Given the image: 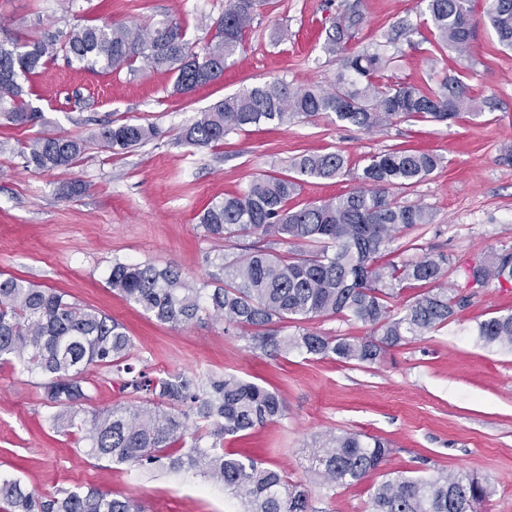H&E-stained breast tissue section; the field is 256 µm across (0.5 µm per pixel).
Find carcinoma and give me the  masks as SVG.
Masks as SVG:
<instances>
[{
    "label": "carcinoma",
    "mask_w": 512,
    "mask_h": 512,
    "mask_svg": "<svg viewBox=\"0 0 512 512\" xmlns=\"http://www.w3.org/2000/svg\"><path fill=\"white\" fill-rule=\"evenodd\" d=\"M263 0H228L214 22V34L198 50L179 21L152 30L124 23L79 22L69 31H45L0 39V119L18 128L45 123L25 83L62 57L72 65L106 72L139 70L137 63L174 74L181 94L221 78L241 45ZM437 46L467 57L473 35L470 0H427ZM488 18L500 45L512 48V0H491ZM358 5L336 16L324 50L340 63L329 88L296 89L273 79L228 95L198 113L181 132L195 148L213 147L234 131L296 117L333 114L336 120L372 131L394 120L444 122L461 113L493 108L489 99L469 93L460 74L446 76L434 89L385 84L378 74L391 59L378 52L347 51L346 39L360 27ZM155 136L149 126L103 125L100 145L124 151ZM86 140L41 135L19 151L33 172L68 169L82 158ZM440 165L438 155L390 149L367 158L351 191L299 209L288 207L300 178L334 180L350 174L339 151L302 154L291 163L294 175H267L243 190L207 204L198 216L205 235L217 241L257 237L249 251L215 258L219 273L212 287H199L173 266L112 262L107 285L126 301L174 327L217 318L247 330L265 353L296 351L344 363H372L387 349L423 336L453 315L448 289L439 288L396 311L392 300L407 281L437 282L446 259L424 257L397 264L384 260L402 231L429 224L421 204L402 205L393 191L418 183ZM284 241L293 250H270ZM474 285L512 282V250L491 252L468 267ZM343 317L374 328L371 335L326 336L306 323ZM297 325L281 335L280 325ZM486 347L512 351V312L478 326ZM133 343L125 326L111 316L83 307L68 295L15 276L0 277V363H16L41 379L44 397L55 411L49 425L77 433L87 455L132 463L149 471L194 470L241 498L245 512H310L308 490L288 482L284 472L249 455L224 452V438L284 416L276 392L235 374L152 377L130 363ZM105 367L120 380L130 400L81 415L87 371ZM390 454L388 443L360 432L321 434L309 457V470L330 490L353 484L378 469ZM492 487L471 474L442 472L426 479L387 478L371 495V512H474ZM0 512H144L138 500L113 497L96 487L39 495L20 479L0 473Z\"/></svg>",
    "instance_id": "carcinoma-1"
}]
</instances>
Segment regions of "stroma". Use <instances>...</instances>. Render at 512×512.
I'll return each instance as SVG.
<instances>
[{
  "label": "stroma",
  "instance_id": "35a3bbf8",
  "mask_svg": "<svg viewBox=\"0 0 512 512\" xmlns=\"http://www.w3.org/2000/svg\"><path fill=\"white\" fill-rule=\"evenodd\" d=\"M359 4L364 22L349 51H379L392 60L384 80L436 87L449 72L434 47L425 0H270L261 7L223 76L187 95L173 93L171 74L143 69L112 74L51 63L33 77L31 101L44 126L0 120V273L65 292L71 300L122 322L137 368L156 376L233 373L276 390L281 419L226 440L304 484L313 512H371L374 487L387 476L430 478L468 473L494 493L479 512H512V352L483 347L481 321L512 311V283L473 286L467 268L485 254L512 249V50L499 45L473 0V41L460 70L472 95L494 110L450 123L395 121L370 132L319 115L230 134L224 144L193 148L178 137L198 112L253 85L280 78L295 88L332 84L339 64L323 44L333 19ZM227 0H0V37L66 30L78 19L157 27L182 21L204 46L208 22ZM115 121L155 127L150 141L123 153L95 140ZM69 135L89 148L71 169L32 172L19 150L37 135ZM422 149L442 157L424 180L396 191L404 205L422 204L431 224L396 236L390 260L446 258L444 283L454 315L439 330L388 349L373 364L341 363L295 352L266 354L250 336L201 320L180 327L158 322L107 285L114 259L174 265L208 281L209 259L224 246L197 222L205 203L244 189L256 176L288 173L303 154L343 151L350 167L389 149ZM83 190L68 199L66 181ZM87 410L125 402L112 373L94 368ZM50 409L37 379L16 364L0 365V472L38 494L96 486L137 499L145 512H240L239 500L199 473L146 472L89 458L75 436L50 430ZM356 431L388 441L380 470L327 492L308 472L307 455L324 432Z\"/></svg>",
  "mask_w": 512,
  "mask_h": 512
}]
</instances>
